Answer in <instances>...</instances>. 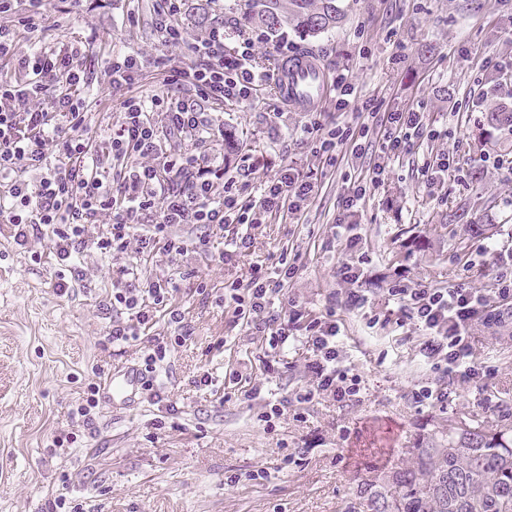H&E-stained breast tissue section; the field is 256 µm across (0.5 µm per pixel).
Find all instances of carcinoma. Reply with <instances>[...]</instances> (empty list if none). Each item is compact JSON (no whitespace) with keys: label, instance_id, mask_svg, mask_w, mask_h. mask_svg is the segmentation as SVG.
<instances>
[{"label":"carcinoma","instance_id":"1","mask_svg":"<svg viewBox=\"0 0 512 512\" xmlns=\"http://www.w3.org/2000/svg\"><path fill=\"white\" fill-rule=\"evenodd\" d=\"M243 21L278 38L316 37L344 18L338 0H243ZM395 467L357 485L355 512H512V422L448 424Z\"/></svg>","mask_w":512,"mask_h":512}]
</instances>
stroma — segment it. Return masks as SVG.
<instances>
[{"label": "stroma", "mask_w": 512, "mask_h": 512, "mask_svg": "<svg viewBox=\"0 0 512 512\" xmlns=\"http://www.w3.org/2000/svg\"><path fill=\"white\" fill-rule=\"evenodd\" d=\"M240 2L201 0L183 20L185 42L173 44L156 31L151 0H103L76 16L62 13L59 0H47L42 31L22 38L18 50L26 52L35 41L59 46L91 37V132L103 137L124 98L105 75L113 53L135 51L134 94L194 102L190 86L165 84L157 61L189 65V43L218 23L225 54H234L256 33L243 26ZM340 5L346 18L339 28L307 39L285 33L284 53L275 41H257L249 67L269 74L286 54L312 49L328 72L349 69L357 104L382 112L421 106L443 138L389 163L383 184L345 217L338 207L344 171L322 172L305 131L308 113L284 107L269 77L250 101L204 105L224 129L208 155L223 163L225 177L257 187L293 165L319 174L320 189L303 213L276 215L251 228V247L228 258L225 240L235 227L219 236L193 224L174 225L189 242L187 254L172 260L160 253L141 264L145 278L177 286L190 338L171 349L158 371L161 402L140 392L100 403L90 426L70 415L88 383L122 376L142 361V342L103 340L107 321L99 302L111 288L114 263L87 255L84 279L61 296L47 232L30 236L23 247L0 235V512H47L60 495L84 501L83 512H353L358 482L409 466L408 448L436 426L476 418L492 426L512 412V328L496 336L480 326L470 330L474 348L498 368L492 391L505 412L483 415L468 383L453 386L446 406L420 410L411 390L429 373L417 356L419 331L384 329L348 313L341 316L343 343L363 380L360 402L319 396L285 414L270 432L261 419L270 393L243 396L264 379V350L258 336L232 326L223 297L225 285L246 281L253 266L272 269L284 257L295 262L298 273L279 305L287 307L293 297L317 315L340 288L342 265L360 266L367 276L399 271L414 284L488 288L490 276L472 265L480 242L512 244V181L505 172L512 152L502 147L512 133L486 121L491 108L512 109V83L482 68L485 55L512 58V0ZM400 44L407 52L401 63L393 58ZM227 137L242 141L241 150L226 154ZM444 155L480 169V180L450 178L426 187L423 163ZM479 198L483 206L474 207ZM452 210L463 213L462 223L448 225ZM340 218L355 225L356 247L347 248L346 232L336 230ZM202 286L207 295H199ZM205 375L211 385H200ZM72 434L73 447H55L56 439ZM288 455L293 461L287 465ZM260 468L265 480L224 483L225 475Z\"/></svg>", "instance_id": "stroma-1"}]
</instances>
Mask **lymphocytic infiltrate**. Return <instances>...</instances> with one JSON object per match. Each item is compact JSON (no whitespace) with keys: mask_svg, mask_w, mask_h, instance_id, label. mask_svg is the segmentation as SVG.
Returning <instances> with one entry per match:
<instances>
[{"mask_svg":"<svg viewBox=\"0 0 512 512\" xmlns=\"http://www.w3.org/2000/svg\"><path fill=\"white\" fill-rule=\"evenodd\" d=\"M44 0H26L24 15L17 25L0 24V60L11 61L7 73H0V225L5 226L17 245L28 242L32 229L49 227L52 252L59 266L73 271L85 252L104 258H118L130 243H137L146 258L162 253L169 258L187 253L184 240L172 232L177 224H199L223 230L239 226L232 238L235 249L248 248L246 227L261 223L280 212L300 213L319 190L318 179L289 167L277 179L265 182L261 194L252 186L224 176L223 167L213 165L205 153L185 154L163 146L150 109L167 119L170 134L205 145L211 122L206 113L170 95L153 96L151 102L127 97L121 103L122 117L113 125L107 142L89 135L86 126L88 101L83 93L91 82L86 66V41L77 40L56 48L44 46L32 54L18 53L19 31L34 32L44 21ZM254 43L247 40L237 48L238 59H224V28L214 26L190 45L193 63L189 67L161 60L168 84L188 83L201 101L223 103L232 99L249 101L262 79L261 74L243 66ZM306 131L316 143L324 167L339 168L344 160L338 148L351 144L352 156H360L365 145L378 144L382 164L369 177L350 183L339 199L342 212L350 213L365 199L370 187L381 181L386 162L414 154L427 139L438 138L428 126L424 112L411 108L384 112L377 119L355 126L326 127L320 115H313ZM153 216L150 227L142 219ZM479 271L490 275L499 299L492 306L483 294L463 285L444 288L410 287L396 279L387 290L390 308L384 324L414 326L421 330L419 354L434 375L430 384L411 392L417 406L435 407L448 401V388L455 381L474 384L487 410L499 403L490 393L497 374L495 365L479 356L469 339V329L480 324L491 328L505 320L512 304V248L485 247L480 251ZM297 268L285 262L275 271L253 267L246 282L229 288L235 302L234 322L262 334L271 358L267 373L284 357L287 348L304 349L308 388L295 398L281 397L270 404L262 419L267 430L292 403L320 395L337 402L358 399L363 380L347 365L339 345L341 327L338 311L360 312L368 303L357 283L361 270L353 265L340 268L339 275L350 282L342 295L328 294L320 315H311L296 299H289L287 312L274 304ZM141 270L123 265L112 281L109 309L125 310L127 321H115L106 338L114 343L139 340V330L154 320V308H161L169 324L178 331L173 342L150 340L140 371L145 390H153L155 374L167 358L170 344L187 340L183 329L185 313L173 305L174 290L168 282H149L138 288Z\"/></svg>","mask_w":512,"mask_h":512,"instance_id":"f902f5d3","label":"lymphocytic infiltrate"}]
</instances>
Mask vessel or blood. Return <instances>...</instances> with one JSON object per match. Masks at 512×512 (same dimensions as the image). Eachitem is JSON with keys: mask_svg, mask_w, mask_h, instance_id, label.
Here are the masks:
<instances>
[{"mask_svg": "<svg viewBox=\"0 0 512 512\" xmlns=\"http://www.w3.org/2000/svg\"><path fill=\"white\" fill-rule=\"evenodd\" d=\"M275 89L285 104L308 112L318 108L331 92L329 76L324 67L310 54H302L282 64L275 75ZM139 377L128 373L112 380L105 399L114 401L132 395L138 388Z\"/></svg>", "mask_w": 512, "mask_h": 512, "instance_id": "1", "label": "vessel or blood"}]
</instances>
